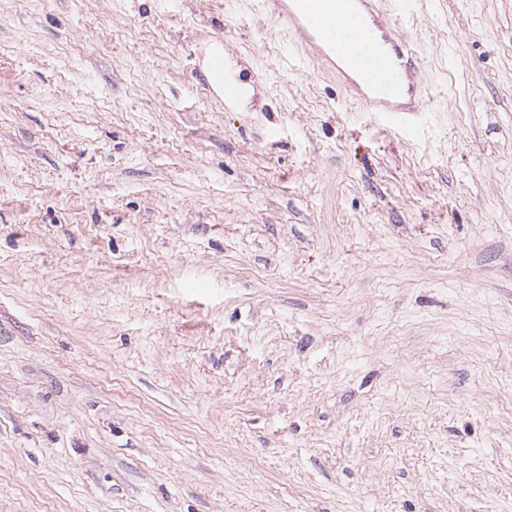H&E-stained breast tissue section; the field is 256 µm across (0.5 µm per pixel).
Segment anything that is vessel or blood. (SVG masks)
<instances>
[{"instance_id": "b4317fda", "label": "vessel or blood", "mask_w": 512, "mask_h": 512, "mask_svg": "<svg viewBox=\"0 0 512 512\" xmlns=\"http://www.w3.org/2000/svg\"><path fill=\"white\" fill-rule=\"evenodd\" d=\"M264 7L365 111L404 130L416 125L431 89L412 41L398 30L407 0L391 7L384 0H264ZM352 28L363 43L350 40ZM203 82L228 105L242 94L240 84L228 78L220 52L211 56Z\"/></svg>"}]
</instances>
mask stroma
<instances>
[{"label":"stroma","instance_id":"1","mask_svg":"<svg viewBox=\"0 0 512 512\" xmlns=\"http://www.w3.org/2000/svg\"><path fill=\"white\" fill-rule=\"evenodd\" d=\"M402 28L413 136L262 0H0V512H512V0ZM202 80L204 86L210 91L215 88L221 93L225 104L234 103L242 94L240 84L229 79L226 75V62L223 52L214 53L210 57L207 74Z\"/></svg>","mask_w":512,"mask_h":512}]
</instances>
